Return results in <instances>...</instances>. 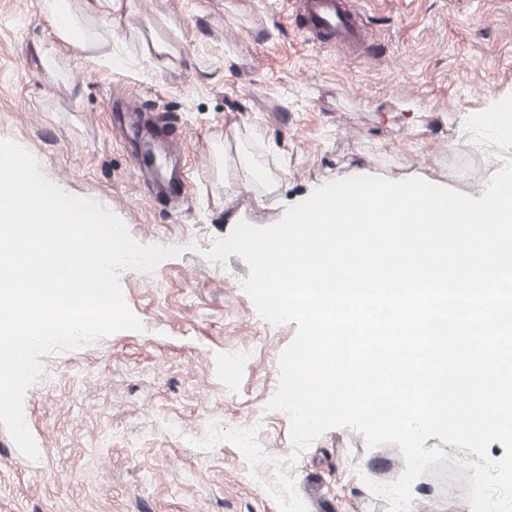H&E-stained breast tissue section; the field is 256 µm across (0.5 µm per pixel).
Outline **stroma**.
Masks as SVG:
<instances>
[{"instance_id":"obj_1","label":"stroma","mask_w":512,"mask_h":512,"mask_svg":"<svg viewBox=\"0 0 512 512\" xmlns=\"http://www.w3.org/2000/svg\"><path fill=\"white\" fill-rule=\"evenodd\" d=\"M362 7L376 40L350 58L305 40L285 0H120L124 28L99 50L60 39L43 0H0V139L142 245L181 250L119 274L142 331L42 356L23 399L39 457L0 426V512H391L368 484L398 478L399 447L334 428L295 452L289 416L267 405L297 325L259 314L242 258L204 255L239 222L272 226L361 171L476 195L512 160V140L476 121L512 111V0ZM143 34L167 53L142 50ZM117 114L178 144L177 204L134 176ZM228 129L278 179L266 206L224 192L215 141ZM243 428L260 455L240 454ZM445 451L411 512L466 504L452 460L473 455Z\"/></svg>"}]
</instances>
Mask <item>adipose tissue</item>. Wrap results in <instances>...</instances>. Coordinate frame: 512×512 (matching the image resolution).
<instances>
[{
  "instance_id": "adipose-tissue-1",
  "label": "adipose tissue",
  "mask_w": 512,
  "mask_h": 512,
  "mask_svg": "<svg viewBox=\"0 0 512 512\" xmlns=\"http://www.w3.org/2000/svg\"><path fill=\"white\" fill-rule=\"evenodd\" d=\"M88 7L100 13L103 33L83 30L75 21L71 0H46L45 9L54 22L59 37L85 48L98 49L106 46L109 36L115 35L121 24L118 0H87ZM276 184L266 170L256 165L243 150L224 158L225 192L246 191L254 193L257 202H264L273 193Z\"/></svg>"
}]
</instances>
